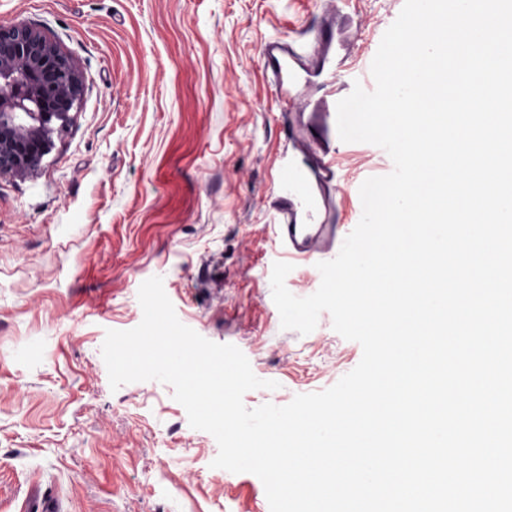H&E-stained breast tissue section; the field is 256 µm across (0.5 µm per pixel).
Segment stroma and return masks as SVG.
Returning <instances> with one entry per match:
<instances>
[{
	"instance_id": "obj_1",
	"label": "stroma",
	"mask_w": 512,
	"mask_h": 512,
	"mask_svg": "<svg viewBox=\"0 0 512 512\" xmlns=\"http://www.w3.org/2000/svg\"><path fill=\"white\" fill-rule=\"evenodd\" d=\"M404 0H0V26L26 24L79 70L80 104L31 176H0V512L32 494L61 512H270L262 481L213 468L215 438L193 429L171 385L111 389L107 330L142 320L141 284L161 277L178 319L238 347L254 409L325 390L362 358L321 313L281 327L271 272L286 256L271 202L290 128L347 96H325L323 57L345 71L374 58ZM333 28L330 51L318 35ZM303 57L302 95L279 108L263 49ZM340 223L355 228L380 147L341 143Z\"/></svg>"
}]
</instances>
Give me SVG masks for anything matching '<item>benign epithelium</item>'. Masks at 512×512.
Returning a JSON list of instances; mask_svg holds the SVG:
<instances>
[{
  "label": "benign epithelium",
  "instance_id": "1",
  "mask_svg": "<svg viewBox=\"0 0 512 512\" xmlns=\"http://www.w3.org/2000/svg\"><path fill=\"white\" fill-rule=\"evenodd\" d=\"M82 92L78 69L56 43L32 27L0 26V175L38 169Z\"/></svg>",
  "mask_w": 512,
  "mask_h": 512
}]
</instances>
